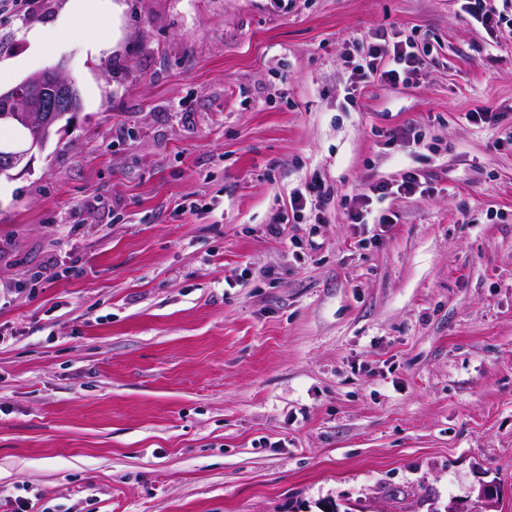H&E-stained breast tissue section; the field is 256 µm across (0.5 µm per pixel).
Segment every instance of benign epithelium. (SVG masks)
I'll return each mask as SVG.
<instances>
[{
    "instance_id": "benign-epithelium-1",
    "label": "benign epithelium",
    "mask_w": 512,
    "mask_h": 512,
    "mask_svg": "<svg viewBox=\"0 0 512 512\" xmlns=\"http://www.w3.org/2000/svg\"><path fill=\"white\" fill-rule=\"evenodd\" d=\"M80 107L77 85L60 64L1 90L0 118L17 125L22 138L16 146L0 148V176L30 167L34 151L43 149L55 126Z\"/></svg>"
}]
</instances>
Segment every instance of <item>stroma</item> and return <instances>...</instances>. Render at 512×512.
Masks as SVG:
<instances>
[{"label": "stroma", "instance_id": "stroma-1", "mask_svg": "<svg viewBox=\"0 0 512 512\" xmlns=\"http://www.w3.org/2000/svg\"><path fill=\"white\" fill-rule=\"evenodd\" d=\"M67 3L0 22L1 90L62 62L82 101L0 177V512H442L484 483L512 512V25ZM379 31L411 82L359 79ZM410 169L428 191L373 199L369 241L346 199ZM313 181L321 221L270 236ZM109 1L112 0H69L67 9L72 17L81 18L84 23H87L100 18L105 4L112 5V14L120 10L118 4Z\"/></svg>", "mask_w": 512, "mask_h": 512}]
</instances>
